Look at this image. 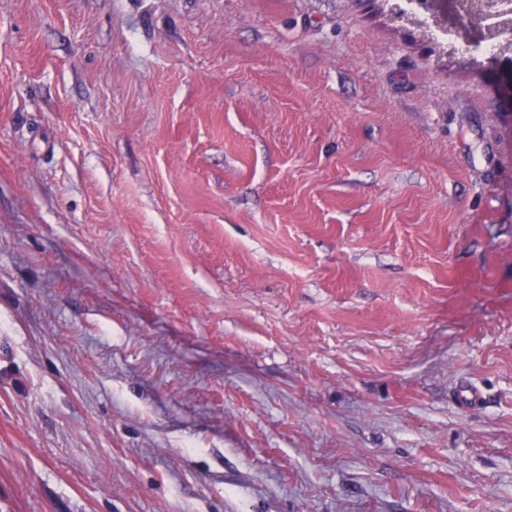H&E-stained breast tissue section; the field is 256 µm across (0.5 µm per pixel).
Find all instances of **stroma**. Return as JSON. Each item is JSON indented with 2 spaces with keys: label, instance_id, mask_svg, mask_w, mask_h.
<instances>
[{
  "label": "stroma",
  "instance_id": "1",
  "mask_svg": "<svg viewBox=\"0 0 512 512\" xmlns=\"http://www.w3.org/2000/svg\"><path fill=\"white\" fill-rule=\"evenodd\" d=\"M0 512H512L484 73L377 0H0Z\"/></svg>",
  "mask_w": 512,
  "mask_h": 512
}]
</instances>
